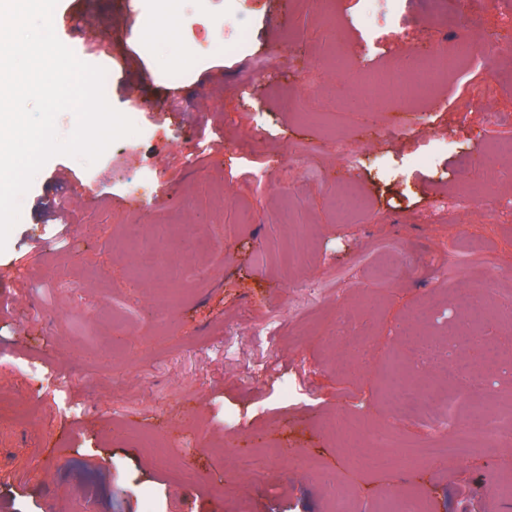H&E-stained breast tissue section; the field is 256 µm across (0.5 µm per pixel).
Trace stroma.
<instances>
[{
  "label": "stroma",
  "mask_w": 512,
  "mask_h": 512,
  "mask_svg": "<svg viewBox=\"0 0 512 512\" xmlns=\"http://www.w3.org/2000/svg\"><path fill=\"white\" fill-rule=\"evenodd\" d=\"M58 0L63 42L106 71L108 102L137 134L94 164L49 159L0 252V512H379L416 495L426 512H512V444L457 459L363 461L323 422L359 434L395 423L421 448L423 414L394 418L388 363L402 355L456 395L512 407V155L467 206L466 158L512 134V0L458 25L431 0ZM406 10L408 26L389 22ZM175 19L177 34L154 29ZM507 47L449 72L417 108L364 95L368 71L420 76L419 46ZM306 54H296L298 44ZM285 61L276 79L255 59ZM291 93L281 111L273 85ZM418 124L417 136L400 127ZM352 144L355 155L336 149ZM355 183L362 208L338 220ZM175 236L171 261L141 255ZM413 257L381 278V256ZM489 279L480 340L457 336L446 293ZM430 305L438 349L403 334ZM504 354L484 368V344ZM287 450L256 479L233 459Z\"/></svg>",
  "instance_id": "stroma-1"
}]
</instances>
